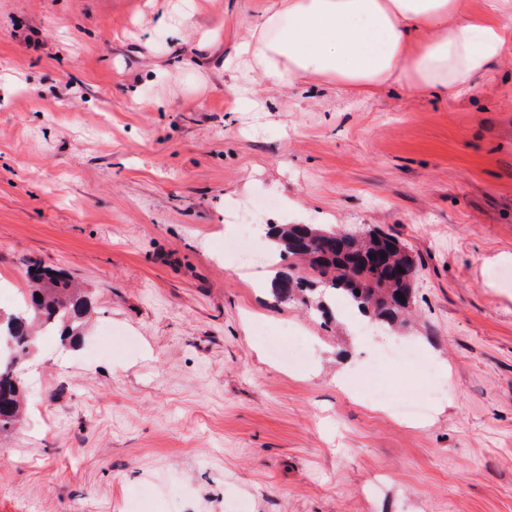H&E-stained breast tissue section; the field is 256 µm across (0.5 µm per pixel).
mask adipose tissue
<instances>
[{
	"label": "adipose tissue",
	"instance_id": "1",
	"mask_svg": "<svg viewBox=\"0 0 512 512\" xmlns=\"http://www.w3.org/2000/svg\"><path fill=\"white\" fill-rule=\"evenodd\" d=\"M512 57V0H270L224 58L229 92L253 96L314 79L363 98L412 88L455 98Z\"/></svg>",
	"mask_w": 512,
	"mask_h": 512
}]
</instances>
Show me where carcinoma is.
<instances>
[{
    "instance_id": "obj_1",
    "label": "carcinoma",
    "mask_w": 512,
    "mask_h": 512,
    "mask_svg": "<svg viewBox=\"0 0 512 512\" xmlns=\"http://www.w3.org/2000/svg\"><path fill=\"white\" fill-rule=\"evenodd\" d=\"M268 234L280 257L303 263L300 272L275 277L277 298L315 309L326 325L336 323L331 303L338 293L382 326L407 323L418 261L394 235L381 229L363 235L320 224H274ZM25 274L28 292L22 309L0 316V340L13 344L11 359L0 360V415H5L0 433L16 429L24 416L16 365L30 354L37 335L53 328L65 338H76L88 313L81 289L54 272L37 265Z\"/></svg>"
}]
</instances>
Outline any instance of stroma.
<instances>
[{
  "mask_svg": "<svg viewBox=\"0 0 512 512\" xmlns=\"http://www.w3.org/2000/svg\"><path fill=\"white\" fill-rule=\"evenodd\" d=\"M269 0H0V277L80 283L0 434V512H512V58L448 101L389 87H224ZM166 25H159V16ZM383 228L415 317L323 324L239 267L236 227ZM303 364L273 360L282 330ZM396 344L438 382L389 366ZM432 395L421 420L395 417Z\"/></svg>",
  "mask_w": 512,
  "mask_h": 512,
  "instance_id": "obj_1",
  "label": "stroma"
}]
</instances>
